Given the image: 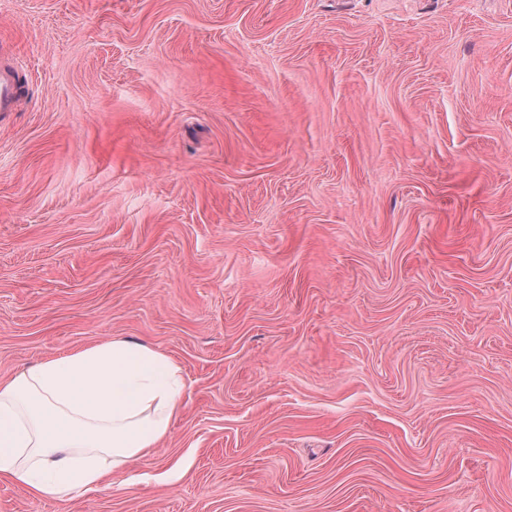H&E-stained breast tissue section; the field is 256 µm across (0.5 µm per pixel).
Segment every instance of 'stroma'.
Instances as JSON below:
<instances>
[{
  "mask_svg": "<svg viewBox=\"0 0 512 512\" xmlns=\"http://www.w3.org/2000/svg\"><path fill=\"white\" fill-rule=\"evenodd\" d=\"M0 50V379L186 382L0 512H512V0H0ZM19 99V73L8 56L0 60V112H12Z\"/></svg>",
  "mask_w": 512,
  "mask_h": 512,
  "instance_id": "stroma-1",
  "label": "stroma"
}]
</instances>
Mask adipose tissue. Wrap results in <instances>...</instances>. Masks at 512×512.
<instances>
[{
    "label": "adipose tissue",
    "instance_id": "obj_1",
    "mask_svg": "<svg viewBox=\"0 0 512 512\" xmlns=\"http://www.w3.org/2000/svg\"><path fill=\"white\" fill-rule=\"evenodd\" d=\"M180 368L145 344L112 339L0 382V476L42 498L107 488L182 408Z\"/></svg>",
    "mask_w": 512,
    "mask_h": 512
}]
</instances>
